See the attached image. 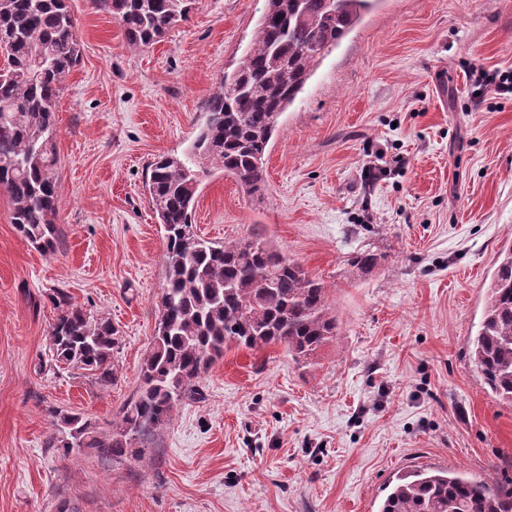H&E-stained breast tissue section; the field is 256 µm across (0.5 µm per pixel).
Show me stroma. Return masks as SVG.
Here are the masks:
<instances>
[{
  "label": "stroma",
  "instance_id": "stroma-1",
  "mask_svg": "<svg viewBox=\"0 0 512 512\" xmlns=\"http://www.w3.org/2000/svg\"><path fill=\"white\" fill-rule=\"evenodd\" d=\"M69 7L81 58L56 107L53 252L0 189V512H377L410 469L512 476V404L468 354L512 246V94L475 103L471 72L512 71V0H376L280 117L265 191L203 178L194 230L262 232L325 284L340 329L303 366L229 347L202 399L108 462L47 447L51 413L103 424L134 394L164 284L149 165L185 152L266 0H196L142 49L93 0ZM360 251L383 257L362 276ZM57 288L112 321L111 382L55 361Z\"/></svg>",
  "mask_w": 512,
  "mask_h": 512
}]
</instances>
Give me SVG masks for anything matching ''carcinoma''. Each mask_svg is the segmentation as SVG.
Segmentation results:
<instances>
[{
	"label": "carcinoma",
	"mask_w": 512,
	"mask_h": 512,
	"mask_svg": "<svg viewBox=\"0 0 512 512\" xmlns=\"http://www.w3.org/2000/svg\"><path fill=\"white\" fill-rule=\"evenodd\" d=\"M121 26L128 44L147 47L186 20L192 0H94ZM374 0H267L252 46L224 75L183 156L150 164L146 190L164 231L165 285L152 349L139 384L112 430L78 413L53 412L46 445L67 457L92 448L101 458L136 456L183 402L201 398L197 382L230 345L260 351L280 345L297 363L312 359L338 329L327 288L254 232L224 244L195 233L191 222L199 173L218 167L249 193L266 186L265 155L279 118L303 91L322 57L363 19ZM0 188L21 236L42 252L55 250L60 200L56 105L80 56L68 0H0ZM383 256L359 252L355 274ZM51 325L56 360L114 377L117 332L55 289ZM470 362L499 400L512 403V247L504 250L487 288ZM378 512H512V477H473L418 468L385 487Z\"/></svg>",
	"instance_id": "cac0c4a2"
}]
</instances>
